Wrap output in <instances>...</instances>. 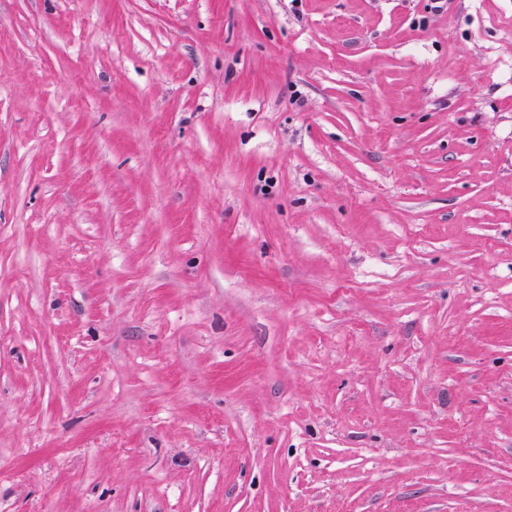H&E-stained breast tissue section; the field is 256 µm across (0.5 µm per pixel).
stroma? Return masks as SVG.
I'll return each mask as SVG.
<instances>
[{"label": "stroma", "mask_w": 512, "mask_h": 512, "mask_svg": "<svg viewBox=\"0 0 512 512\" xmlns=\"http://www.w3.org/2000/svg\"><path fill=\"white\" fill-rule=\"evenodd\" d=\"M0 512H512V0H0Z\"/></svg>", "instance_id": "stroma-1"}]
</instances>
